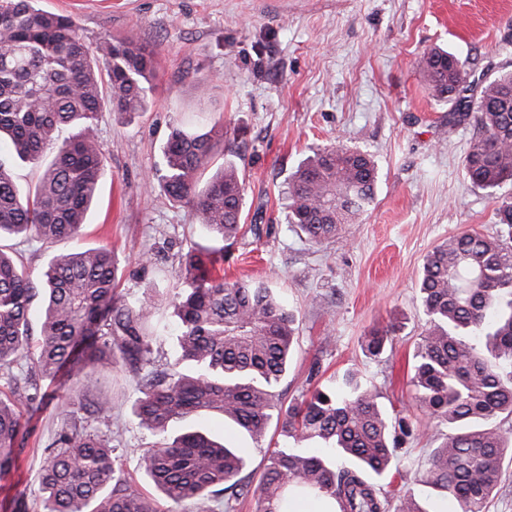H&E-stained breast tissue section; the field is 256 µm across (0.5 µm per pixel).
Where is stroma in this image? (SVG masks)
<instances>
[{
	"mask_svg": "<svg viewBox=\"0 0 512 512\" xmlns=\"http://www.w3.org/2000/svg\"><path fill=\"white\" fill-rule=\"evenodd\" d=\"M36 8L72 16L87 45L132 36L157 52L158 80L145 112L100 113L96 134L106 157L98 202L82 246L115 250L127 300L150 299L164 329L153 359L175 358L172 298L180 253L210 246L189 208L151 185L172 125L223 119L247 145L244 160L246 233L218 264L230 280L268 284L294 312L299 343L279 389L284 399L352 370L369 381L390 417L413 428L396 452L390 497L413 490L429 512L453 502L417 480L438 426L413 398L410 367L427 317L418 281L426 255L449 236L474 231L506 235L496 210L512 200V182L483 189L465 158L472 121L452 122L451 103L431 95L418 61L442 47L465 64L470 84L512 70V0H34ZM343 146L371 155L375 201L360 223L315 245L288 221V182L313 150ZM397 321L383 353H365L375 327ZM39 407H24L15 447L18 471L0 476V512H32L39 466L73 400L112 397L111 419L92 418L126 460L139 488L152 487L138 459L155 438L138 428L131 404L135 379L122 370L65 386L45 379ZM208 431L244 449L261 473L279 435L256 444L216 414L174 423L173 434Z\"/></svg>",
	"mask_w": 512,
	"mask_h": 512,
	"instance_id": "stroma-1",
	"label": "stroma"
}]
</instances>
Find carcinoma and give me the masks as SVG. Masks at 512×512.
Listing matches in <instances>:
<instances>
[{"instance_id": "1", "label": "carcinoma", "mask_w": 512, "mask_h": 512, "mask_svg": "<svg viewBox=\"0 0 512 512\" xmlns=\"http://www.w3.org/2000/svg\"><path fill=\"white\" fill-rule=\"evenodd\" d=\"M420 68L433 96L455 106L453 118L474 119L465 158L472 182L487 189L512 181V71L476 94L464 63L440 47L423 53ZM156 79L149 44L106 37L91 48L71 17L36 9L32 0H0V137L25 163L54 152L26 197L0 159V242L81 238L104 172L99 113L107 106L144 111ZM227 134L221 119L171 126L158 176L169 199L189 207L220 243L234 242L244 228L240 166L226 158L206 183L201 177ZM376 179L365 153L316 151L288 184L289 223L316 245L336 238L372 205ZM223 252L192 245L181 254L177 357L148 372L156 308L118 295L111 248L54 254L34 276L0 248V378L11 390L0 395V473L15 465L18 407L43 399L40 381L63 372L90 379L121 366L137 379L134 421L159 437L142 468L171 504L163 508L139 490L122 456L86 424L85 406L70 403L40 468L36 512H174L194 499L234 512L243 495L252 496L256 512H285L297 497L329 512H387L381 481L412 428L392 422L378 394L350 372L285 402L278 386L298 344L295 317L265 284L230 283L212 272ZM419 292L428 326L413 354V398L429 419L448 424L420 482L458 512H487L512 441L492 424L512 416V248L477 232L451 236L426 256ZM40 296L41 338L33 348L28 314ZM395 330L372 329L364 349L381 355ZM197 412L223 416L255 442L274 420L285 444L269 451L254 478L244 474L238 448L199 431L168 436L173 423ZM395 512L429 510L407 490Z\"/></svg>"}]
</instances>
